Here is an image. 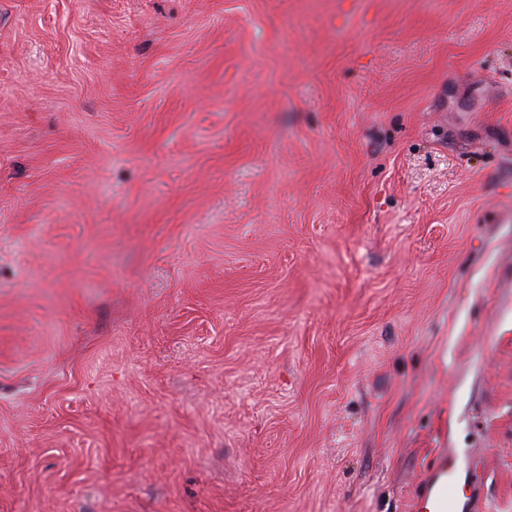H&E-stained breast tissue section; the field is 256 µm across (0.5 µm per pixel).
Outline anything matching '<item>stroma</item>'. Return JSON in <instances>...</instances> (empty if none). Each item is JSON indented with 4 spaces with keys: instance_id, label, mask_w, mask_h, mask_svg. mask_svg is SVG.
I'll return each mask as SVG.
<instances>
[{
    "instance_id": "1",
    "label": "stroma",
    "mask_w": 512,
    "mask_h": 512,
    "mask_svg": "<svg viewBox=\"0 0 512 512\" xmlns=\"http://www.w3.org/2000/svg\"><path fill=\"white\" fill-rule=\"evenodd\" d=\"M512 0H0V512H512ZM417 512H483L482 477L472 461L462 468L455 455L442 449L424 477L413 504Z\"/></svg>"
}]
</instances>
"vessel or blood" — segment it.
Wrapping results in <instances>:
<instances>
[{
    "instance_id": "1",
    "label": "vessel or blood",
    "mask_w": 512,
    "mask_h": 512,
    "mask_svg": "<svg viewBox=\"0 0 512 512\" xmlns=\"http://www.w3.org/2000/svg\"><path fill=\"white\" fill-rule=\"evenodd\" d=\"M415 512H485L483 481L476 464L459 465L449 450H441L424 477Z\"/></svg>"
}]
</instances>
